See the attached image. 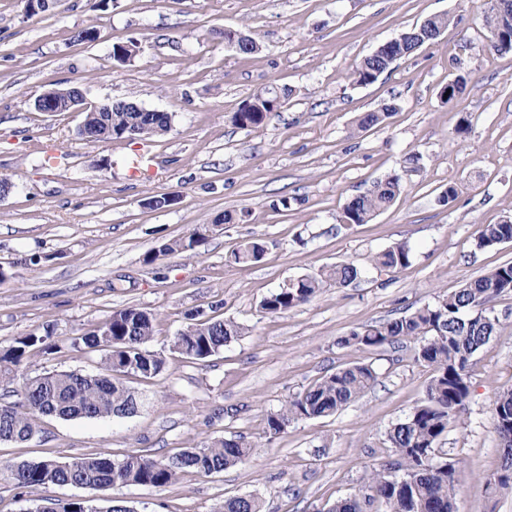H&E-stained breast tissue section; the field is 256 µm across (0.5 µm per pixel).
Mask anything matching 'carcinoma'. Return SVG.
Returning a JSON list of instances; mask_svg holds the SVG:
<instances>
[{
    "mask_svg": "<svg viewBox=\"0 0 512 512\" xmlns=\"http://www.w3.org/2000/svg\"><path fill=\"white\" fill-rule=\"evenodd\" d=\"M488 0L484 16L485 33L482 47L492 53L512 51V40L498 39L497 31H512V14H501ZM427 38L395 37L366 56L354 71L355 81L368 85L379 78L383 70L410 55L425 44ZM282 93L268 87L245 102L230 116L231 122L242 129L262 126L279 111ZM133 101L101 103L102 111L87 116V129L97 141H104L127 129L148 130L158 137L166 134L172 123L167 112H135ZM393 107L381 112H363L357 128L363 130L381 124ZM403 189L401 176L389 175L367 193L352 198L343 208L342 224H368L387 210ZM212 229L210 224L194 228L186 240H173L162 245L160 253L150 252L144 262L153 263L159 256L186 252L203 244ZM512 241V217L497 224H481L477 229L476 245L480 249L496 247ZM264 244L259 240L238 245L229 255L236 264L260 261ZM408 245L390 247L374 259L379 269L403 268L411 263ZM360 275L352 263L333 266L317 275L293 279L261 301L268 314L284 313L310 301L323 288L346 286ZM512 291V263L504 264L488 274L466 283L457 291L441 296L432 306L386 321H375L340 338L337 345L373 350L408 341L414 343L415 358L433 370L432 380L423 401L388 431V441L395 448L396 458L371 470L367 482L355 495L340 499L329 512H458V491L455 485V463L444 457L437 443L448 428L461 423V412L470 396L468 363L498 328L497 316L481 309L495 295ZM188 325L173 341L172 348L185 358L203 362L238 339L243 327L230 318L209 317L202 310L186 314ZM153 313L125 308L112 312L94 330L74 339L73 345L105 350L104 368L96 374L77 371H52L22 382L19 400L0 402V441L25 442L37 432L34 417L62 420L106 419L125 416L136 411V399L123 384V377L142 379L156 377L164 368V359L147 349L154 336ZM40 350L49 352L53 345L45 336H25L0 355V376L11 377L22 365L27 354ZM377 380L370 364H355L337 369L306 388L277 412L268 415L267 429L271 435L284 431L297 419H311L336 414L359 398ZM495 422L512 421V389L500 392L493 403ZM253 448L241 438L218 439L202 448H186L173 456L151 458L129 454L121 459L107 455L76 458L69 462L56 459L0 463V474L20 489L33 495L30 499L36 512H97L89 501L59 503L38 497L36 493L50 486H79L88 490L111 486L149 485L164 487L180 473L194 470L202 475L220 472L248 461ZM222 512H262V504L254 496H232L224 499Z\"/></svg>",
    "mask_w": 512,
    "mask_h": 512,
    "instance_id": "carcinoma-1",
    "label": "carcinoma"
}]
</instances>
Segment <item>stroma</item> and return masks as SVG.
Masks as SVG:
<instances>
[{
    "mask_svg": "<svg viewBox=\"0 0 512 512\" xmlns=\"http://www.w3.org/2000/svg\"><path fill=\"white\" fill-rule=\"evenodd\" d=\"M487 0H49L30 14L0 0V354L24 336L55 349L31 352L21 375L99 372L102 354L74 347L113 311L153 313L150 351L157 377H126L144 400L123 418L35 417L25 443L0 441V461L62 462L106 453L160 457L241 437L252 458L164 487L89 491L53 486L67 503L93 498L99 512L122 501L130 512H220L225 498L254 495L263 512H329L357 494L394 450L389 428L423 400L432 370L414 346L342 348L358 327L435 304L444 294L512 263V243L480 249L478 225L512 216V52L482 51ZM452 18L437 43L357 84L354 70L380 44L437 15ZM93 28L95 41L75 31ZM241 30L261 45L243 56L224 41ZM131 44L127 61L112 57ZM466 77L460 96L441 91ZM80 83L89 102L134 101L170 113L162 137L79 139L77 112L36 111L43 92ZM287 96L267 123L241 129L231 113L267 86ZM396 109L357 130L360 113ZM467 131H460L461 121ZM404 190L368 224L339 223L343 207L391 173ZM457 196L440 200L448 186ZM172 197L165 209L154 196ZM288 199L285 208L273 201ZM248 210L243 224L214 226ZM213 225L195 250L145 263L161 244ZM259 238L263 259L229 263L241 241ZM407 244L409 266L379 271L373 257ZM352 263L362 277L322 289L311 301L267 314L261 300L290 280ZM500 325L471 358L470 397L460 425L440 446L455 463L459 512H512V487L496 482L502 447L495 396L512 389V291L489 303ZM245 326L207 361L173 351L189 311ZM372 365L378 378L335 416L298 419L267 434L266 418L337 368Z\"/></svg>",
    "mask_w": 512,
    "mask_h": 512,
    "instance_id": "stroma-1",
    "label": "stroma"
}]
</instances>
